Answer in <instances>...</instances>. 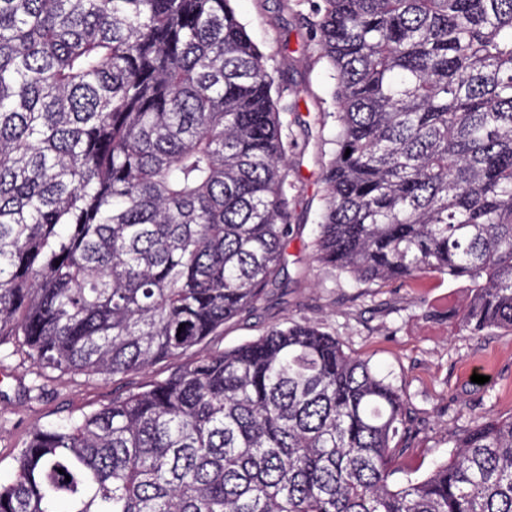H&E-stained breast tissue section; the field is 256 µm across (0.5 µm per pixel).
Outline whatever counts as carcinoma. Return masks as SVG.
Masks as SVG:
<instances>
[{
    "label": "carcinoma",
    "instance_id": "1",
    "mask_svg": "<svg viewBox=\"0 0 512 512\" xmlns=\"http://www.w3.org/2000/svg\"><path fill=\"white\" fill-rule=\"evenodd\" d=\"M233 2L0 0V336L104 378L197 350L35 429L0 512H512V416L397 482L415 412L336 336L199 350L288 288V84ZM308 25L338 106L314 258L463 278V327L512 330V0H320Z\"/></svg>",
    "mask_w": 512,
    "mask_h": 512
}]
</instances>
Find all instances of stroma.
<instances>
[{
	"instance_id": "obj_1",
	"label": "stroma",
	"mask_w": 512,
	"mask_h": 512,
	"mask_svg": "<svg viewBox=\"0 0 512 512\" xmlns=\"http://www.w3.org/2000/svg\"><path fill=\"white\" fill-rule=\"evenodd\" d=\"M234 6L271 66L288 75L290 187L288 292L272 296L211 337L206 351L219 352L291 321L321 324L346 352L408 395L420 424L409 449L393 463L395 479L430 472L448 458L461 432L487 415L512 416V331L464 330L456 313L468 301L466 280L430 274L417 281L358 283L314 258L315 227L323 205V172L336 145V109L327 61L312 62L316 38L306 18L308 0H235ZM177 360L103 380L82 374H40L20 337L0 338V483L14 476L15 457L30 431L98 410L114 395L167 377ZM486 376L485 384L472 375Z\"/></svg>"
}]
</instances>
